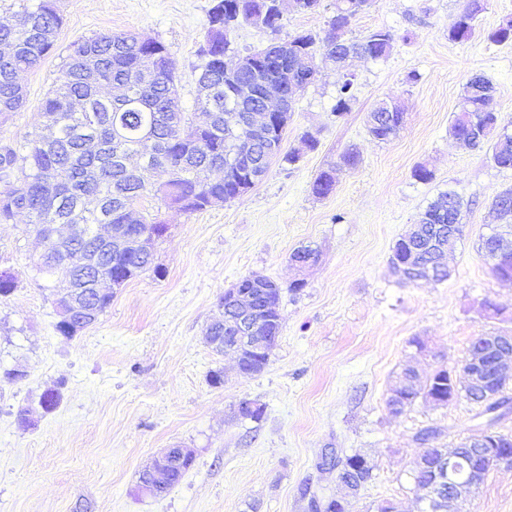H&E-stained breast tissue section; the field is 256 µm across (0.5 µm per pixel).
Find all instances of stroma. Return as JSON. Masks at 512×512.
Masks as SVG:
<instances>
[{"instance_id":"35a3bbf8","label":"stroma","mask_w":512,"mask_h":512,"mask_svg":"<svg viewBox=\"0 0 512 512\" xmlns=\"http://www.w3.org/2000/svg\"><path fill=\"white\" fill-rule=\"evenodd\" d=\"M465 0H371L347 35L374 30L394 38L388 57L358 59L355 97L336 113L343 74L316 55L315 81L295 95L282 143L298 162L273 161L244 196L203 211L162 207L149 196L141 209L168 226L157 241L160 274H141L118 289L93 325L61 335L56 300L64 270H36L44 249L24 216L0 224V273L15 288L0 298V367L18 369L19 382L0 379V512H312L311 502L343 496L331 451L362 454L372 479L347 512H422L424 489L413 480L421 452L418 433L433 429L434 448H454L486 426L512 435V410L489 416L459 397L444 407L417 401L392 414L386 401L401 368L421 373L459 369L472 340L512 332V281L497 279L484 260L481 237L499 219L491 202L512 187V169L496 167L488 148L468 150L448 128L466 80H491L500 124L512 126V42L488 35L512 19V0H484L470 40L452 42L448 28ZM213 0H60L64 22L56 50L22 76L25 106L0 121V142L22 141L59 75L73 43L98 33L138 32L169 48L184 112L196 105L200 49ZM277 31L249 24L229 35L230 59L294 36L323 33L336 0L298 13L282 0ZM397 104L405 123L381 142L368 130L380 100ZM316 139L304 148L303 137ZM359 156L348 165V152ZM432 178L423 182L414 171ZM334 170L336 185L318 197L312 183ZM463 201V235L444 258L447 280L403 283L390 264L396 241L441 192ZM318 261L297 269L304 246ZM260 274L282 290V330L266 368L241 376L233 355L214 352L207 326L220 315L225 290ZM304 286L291 291L295 280ZM500 312L487 317L484 300ZM423 339L428 349L412 344ZM224 373L212 385L213 371ZM53 410L40 404L50 388ZM242 399L264 408L261 422L241 421ZM185 448L194 465L161 497L143 491L141 471L164 449ZM461 512H512V470L491 471Z\"/></svg>"}]
</instances>
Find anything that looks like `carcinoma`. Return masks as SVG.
<instances>
[{
	"instance_id": "carcinoma-1",
	"label": "carcinoma",
	"mask_w": 512,
	"mask_h": 512,
	"mask_svg": "<svg viewBox=\"0 0 512 512\" xmlns=\"http://www.w3.org/2000/svg\"><path fill=\"white\" fill-rule=\"evenodd\" d=\"M15 21L0 25V44L13 47V54L0 61V114L9 117L25 106L17 94L16 78L36 68L53 50L63 16L57 0H16ZM369 5V0H336V16L329 22L330 30H346L351 19ZM482 7L467 4L448 27V39L462 42L473 35V22ZM264 12L271 30L280 26L281 12L268 9V0H243L237 22ZM223 20L208 12L207 41L201 50L197 86L210 90L212 105L200 108L207 114L205 128L192 123L183 112L175 85L171 53L156 38H141L139 33H99L75 42L63 59L60 76L47 93L31 132L24 144L15 147L0 145V223L23 214L40 237L52 224H84L95 230L100 224H135L138 233H152L161 223L158 215L132 221L127 206L151 194L164 205L186 212L207 208L208 199L231 200L235 195L236 177L233 161L238 152L250 147L258 168L269 170L273 160L281 157L290 164L300 154H282L283 138L265 143L260 135L243 142L235 127L224 122L228 109H257L261 105L262 85L284 78L282 68L300 49L307 48L313 57L324 48V37L302 34L279 44L277 58L283 67L259 65L254 70L234 67L227 60L224 34L215 28ZM355 48L351 57L379 60L393 48L392 35L383 30L372 31L360 39L350 40ZM354 81L345 79L336 97V112L349 109ZM81 97L86 102L82 112L71 108V101ZM463 104L449 132L455 138L471 139V147L480 149L489 137H495L492 157L498 167L512 169V138L504 140L498 133V116L494 87L482 75H473L463 86ZM403 113L386 102L370 113V133L378 140L395 136L403 124ZM164 165L171 180L163 190L155 189L152 169ZM219 171L223 176L212 177ZM336 180L329 170L314 180L312 192L325 197L334 189ZM462 202L456 194L444 192L421 213L414 226L415 240L406 244L398 240L391 259H412L416 275L406 283L426 280L432 274L436 281L448 278V269L436 270L438 257L429 248L437 225L457 223L455 232L462 235L460 224ZM95 255V264L80 265L78 254ZM491 268L512 269V244L496 254H484ZM66 269L75 283L90 284L98 273L112 277L118 287L151 271L162 275L153 265V256L125 252L117 257L106 256L98 245V237L88 236L82 243L50 244V254L38 269L49 274L57 268ZM237 285L256 299L260 315L267 318L259 335L277 336L281 323L279 304L281 288L264 276L241 278ZM502 387L501 396L486 404V398L474 393L465 397L484 410L509 406L512 398ZM459 458L456 476L465 477L474 468L487 463L478 454L473 437L465 438L457 448ZM425 465L412 469L415 482L426 487L433 466L448 454L446 448L424 450ZM339 481L347 486L362 487L372 477L371 470H337Z\"/></svg>"
}]
</instances>
